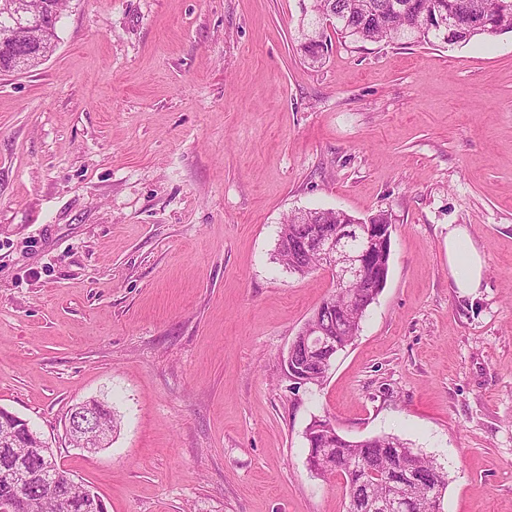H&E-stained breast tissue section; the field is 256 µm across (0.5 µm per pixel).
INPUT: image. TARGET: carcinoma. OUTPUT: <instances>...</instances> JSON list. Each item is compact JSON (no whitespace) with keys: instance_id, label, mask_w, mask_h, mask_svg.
<instances>
[{"instance_id":"cac0c4a2","label":"carcinoma","mask_w":512,"mask_h":512,"mask_svg":"<svg viewBox=\"0 0 512 512\" xmlns=\"http://www.w3.org/2000/svg\"><path fill=\"white\" fill-rule=\"evenodd\" d=\"M311 8L303 13H314L313 25L332 21L336 32L354 42H381L386 40L428 44L431 38L446 43H466L474 38L494 37L512 31V0H310ZM441 12L450 21L449 29H431L424 17ZM300 50L305 58L318 62L324 55L322 34L317 32L305 38ZM356 217L333 209L301 211L281 225L277 243V260L290 272L305 276L317 270L318 259L304 249V239L319 225L352 224ZM377 265L370 264L366 281L355 288L358 299L352 306L344 305L341 296L334 298L335 309L314 315L308 325L329 335V344L341 351L358 336L359 327L369 306L381 289L371 287L378 283ZM295 357L311 378L310 384L320 387L327 380L331 363L327 351H308L303 340H297ZM308 448L321 451L315 460L318 474L336 476L343 481L345 496L352 500L367 486L375 495L385 492L384 477L392 457L405 448L417 456V479L411 493L427 497L424 512H442L441 504L448 487L447 475L434 478L439 466L418 454L396 434H382L351 440L334 428L329 417L314 418L305 431ZM36 447L32 438L16 435L12 448L0 446V471L11 464V455L23 456ZM53 497L33 496V502L18 512H59Z\"/></svg>"}]
</instances>
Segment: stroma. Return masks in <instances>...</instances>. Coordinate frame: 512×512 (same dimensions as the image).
Wrapping results in <instances>:
<instances>
[{
	"label": "stroma",
	"instance_id": "stroma-1",
	"mask_svg": "<svg viewBox=\"0 0 512 512\" xmlns=\"http://www.w3.org/2000/svg\"><path fill=\"white\" fill-rule=\"evenodd\" d=\"M303 0H68L0 75V407L106 512H345L304 432L395 433L442 512H512V32L300 51ZM392 219L387 283L323 386L282 356L330 293L275 258L289 214ZM466 227L481 285L458 292ZM98 399L110 447L64 420ZM448 266L456 288L462 293H473L482 279L483 261L470 245L466 228L457 227L448 233Z\"/></svg>",
	"mask_w": 512,
	"mask_h": 512
}]
</instances>
